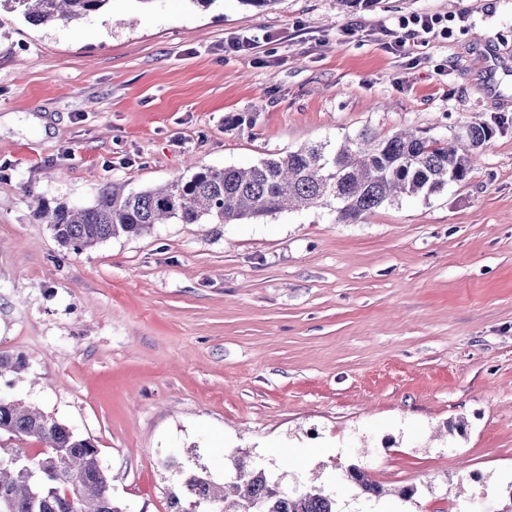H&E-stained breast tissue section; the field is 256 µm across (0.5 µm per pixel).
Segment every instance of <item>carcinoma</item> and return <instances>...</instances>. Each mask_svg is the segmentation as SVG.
Returning <instances> with one entry per match:
<instances>
[{
    "mask_svg": "<svg viewBox=\"0 0 512 512\" xmlns=\"http://www.w3.org/2000/svg\"><path fill=\"white\" fill-rule=\"evenodd\" d=\"M34 25L78 21L99 12L108 0H8ZM489 126L468 127L463 144L427 136L420 130L381 135L363 129L330 149L302 146L284 156L248 167L202 166L188 179L163 187L124 193L103 185L90 207L60 204L34 211L50 224L55 238L81 252L110 238L137 237L154 225L176 219L198 224H235L286 208L328 206L337 224H355L402 196L430 195L462 182L473 170ZM24 368L19 356L0 354V376ZM43 445L31 456L23 448L0 454V512H126L112 498L98 448L88 438L38 410L0 393V439ZM230 481L215 483L204 469L180 470L181 492L171 494L173 512H337L336 498L309 485L303 493L284 490L256 463L234 455L224 463ZM349 477L368 497L381 486L360 467Z\"/></svg>",
    "mask_w": 512,
    "mask_h": 512,
    "instance_id": "1",
    "label": "carcinoma"
}]
</instances>
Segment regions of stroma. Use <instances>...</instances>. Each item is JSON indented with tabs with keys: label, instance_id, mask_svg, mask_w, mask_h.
I'll return each mask as SVG.
<instances>
[{
	"label": "stroma",
	"instance_id": "35a3bbf8",
	"mask_svg": "<svg viewBox=\"0 0 512 512\" xmlns=\"http://www.w3.org/2000/svg\"><path fill=\"white\" fill-rule=\"evenodd\" d=\"M424 13L450 36L392 51ZM482 122L465 181L358 224L318 206L77 253L33 219L106 183ZM0 353L26 365L0 391L91 439L128 512H169L166 458L220 482L238 451L337 512H512V0H109L50 25L0 0ZM348 477H350L362 494L375 498L382 495L381 486L370 478L365 469L355 466L351 467Z\"/></svg>",
	"mask_w": 512,
	"mask_h": 512
}]
</instances>
